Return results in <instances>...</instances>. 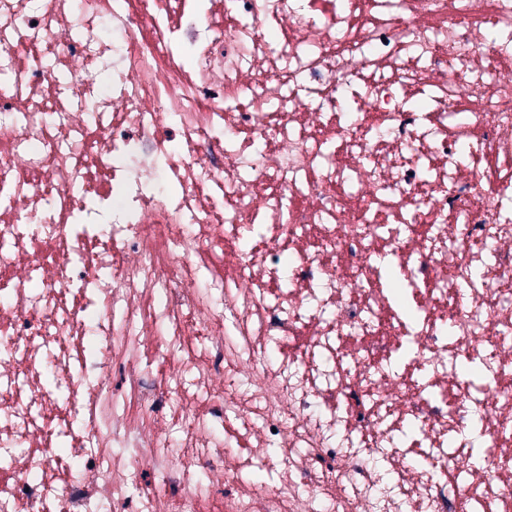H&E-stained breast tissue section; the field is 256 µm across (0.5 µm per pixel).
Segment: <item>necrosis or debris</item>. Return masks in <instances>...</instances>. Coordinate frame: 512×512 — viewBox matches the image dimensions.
Returning a JSON list of instances; mask_svg holds the SVG:
<instances>
[{"label": "necrosis or debris", "mask_w": 512, "mask_h": 512, "mask_svg": "<svg viewBox=\"0 0 512 512\" xmlns=\"http://www.w3.org/2000/svg\"><path fill=\"white\" fill-rule=\"evenodd\" d=\"M0 294V512H512V0H0Z\"/></svg>", "instance_id": "necrosis-or-debris-1"}]
</instances>
